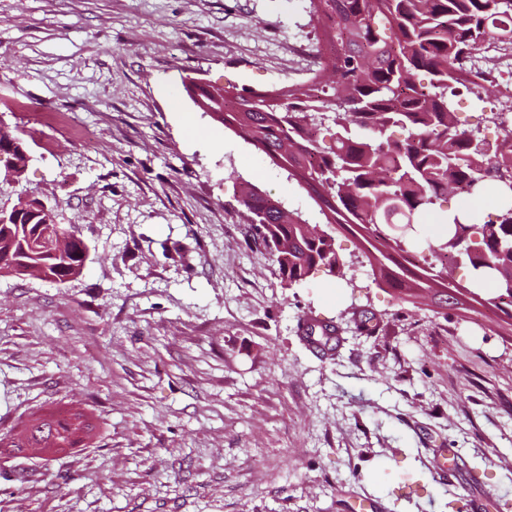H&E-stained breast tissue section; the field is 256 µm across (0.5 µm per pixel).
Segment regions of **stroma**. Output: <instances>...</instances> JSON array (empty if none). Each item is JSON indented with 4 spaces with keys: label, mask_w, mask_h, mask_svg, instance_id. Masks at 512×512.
<instances>
[{
    "label": "stroma",
    "mask_w": 512,
    "mask_h": 512,
    "mask_svg": "<svg viewBox=\"0 0 512 512\" xmlns=\"http://www.w3.org/2000/svg\"><path fill=\"white\" fill-rule=\"evenodd\" d=\"M315 28L302 0H0V115L31 155L0 209L48 201L89 247L77 279L0 277V430L71 406L97 426L48 462L0 451V512L512 504L501 311L396 299L349 231L336 234L346 279L317 270L291 288L244 239L231 175L316 222L319 207L201 115L182 81L240 93L300 82ZM500 99L487 82L452 110L473 126ZM306 320L334 326V350L304 345Z\"/></svg>",
    "instance_id": "obj_1"
}]
</instances>
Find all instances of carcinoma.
<instances>
[{"instance_id":"obj_1","label":"carcinoma","mask_w":512,"mask_h":512,"mask_svg":"<svg viewBox=\"0 0 512 512\" xmlns=\"http://www.w3.org/2000/svg\"><path fill=\"white\" fill-rule=\"evenodd\" d=\"M319 25L321 68L302 84L278 90L238 93L205 86L184 91L212 120L233 129L296 180L320 204L324 224L302 213L282 217V203L249 182L235 185L248 217L246 233L263 245L289 287L304 284L322 268L345 276L352 262L336 249L329 225L353 227L364 241V257L375 283L400 289L410 302L448 276V265L493 280L494 305L512 319V126L492 112L500 144L492 156L448 126V95L477 83L464 53L512 30V0H307ZM352 97L341 101L337 87ZM406 131L402 140L391 131ZM330 137L323 144L322 134ZM469 195L487 190L508 203L481 222L446 216L448 185ZM440 216L447 231L421 245L420 219ZM42 216L22 224H0L3 263L47 265L63 282L82 275L89 248L76 224H52L73 237L66 255L51 254ZM305 345L329 349L333 337H301ZM71 412L48 411L25 426L26 441L0 432V448L51 446L61 453L83 442L93 426L74 423Z\"/></svg>"}]
</instances>
